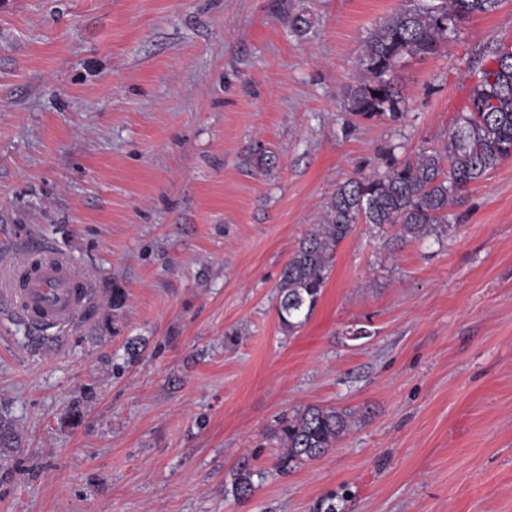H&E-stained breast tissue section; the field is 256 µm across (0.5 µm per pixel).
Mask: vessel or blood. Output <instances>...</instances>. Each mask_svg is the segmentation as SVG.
Listing matches in <instances>:
<instances>
[{
  "mask_svg": "<svg viewBox=\"0 0 512 512\" xmlns=\"http://www.w3.org/2000/svg\"><path fill=\"white\" fill-rule=\"evenodd\" d=\"M87 277L77 273L70 259L55 254L52 261L38 263L30 253L11 269L4 291L15 312L34 325L50 324L65 330L79 318L91 291Z\"/></svg>",
  "mask_w": 512,
  "mask_h": 512,
  "instance_id": "obj_1",
  "label": "vessel or blood"
}]
</instances>
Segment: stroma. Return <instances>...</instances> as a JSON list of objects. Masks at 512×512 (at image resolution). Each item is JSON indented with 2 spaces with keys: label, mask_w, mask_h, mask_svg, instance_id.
Masks as SVG:
<instances>
[{
  "label": "stroma",
  "mask_w": 512,
  "mask_h": 512,
  "mask_svg": "<svg viewBox=\"0 0 512 512\" xmlns=\"http://www.w3.org/2000/svg\"><path fill=\"white\" fill-rule=\"evenodd\" d=\"M406 5L0 0V269L47 244L97 291L65 332L0 300V512H512V157L450 232L355 224L310 319L277 316L337 185L440 146L512 44L503 0L406 60L398 119L353 117L364 43ZM311 405L354 422L279 472Z\"/></svg>",
  "instance_id": "stroma-1"
}]
</instances>
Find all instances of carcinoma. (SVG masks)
Listing matches in <instances>:
<instances>
[{"instance_id": "carcinoma-1", "label": "carcinoma", "mask_w": 512, "mask_h": 512, "mask_svg": "<svg viewBox=\"0 0 512 512\" xmlns=\"http://www.w3.org/2000/svg\"><path fill=\"white\" fill-rule=\"evenodd\" d=\"M501 0H438L395 14L365 42L358 61L360 78L348 88L347 111L365 119L396 118L403 98L396 82L406 57L434 55L456 33L461 20L498 9ZM512 157V47L500 46L481 70L467 112L448 129L438 149H421L412 158H389L382 173L353 178L337 187L324 222L301 241L277 284L282 329L296 332L314 311L330 274L334 253L355 224H397L407 242L447 231L448 207L458 203L468 186L501 161ZM349 427V416L310 406L282 421V453L275 467L286 472L316 460L334 447ZM243 468L235 490L251 493L253 477Z\"/></svg>"}]
</instances>
